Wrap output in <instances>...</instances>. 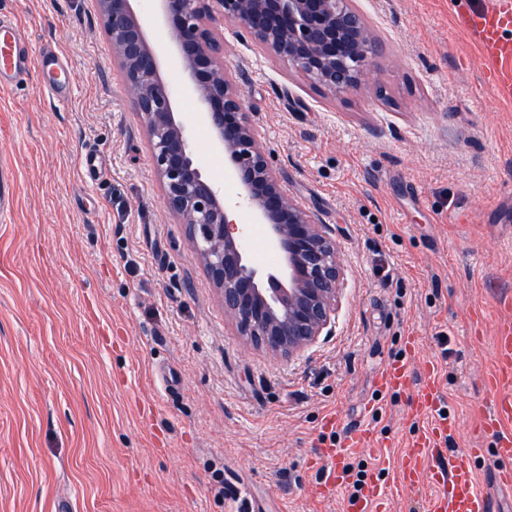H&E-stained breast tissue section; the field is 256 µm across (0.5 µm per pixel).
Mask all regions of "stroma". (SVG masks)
<instances>
[{
	"instance_id": "1",
	"label": "stroma",
	"mask_w": 512,
	"mask_h": 512,
	"mask_svg": "<svg viewBox=\"0 0 512 512\" xmlns=\"http://www.w3.org/2000/svg\"><path fill=\"white\" fill-rule=\"evenodd\" d=\"M377 42L340 97L228 23L217 36L270 163L329 225L344 284L333 333L301 356L247 347L166 206L147 132L95 0H0L32 48L75 73L0 89V512H348L319 493L318 448L368 429L345 461L375 477L420 418L376 375L438 363L457 430L484 448L485 377L512 296V102L487 86L448 0H353ZM194 158L224 177L194 100ZM413 336L416 347L405 339Z\"/></svg>"
}]
</instances>
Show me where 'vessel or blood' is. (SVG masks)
<instances>
[{
    "label": "vessel or blood",
    "mask_w": 512,
    "mask_h": 512,
    "mask_svg": "<svg viewBox=\"0 0 512 512\" xmlns=\"http://www.w3.org/2000/svg\"><path fill=\"white\" fill-rule=\"evenodd\" d=\"M462 27L475 33L489 63L488 85L502 99L512 100V44L502 40L501 29L512 25V8L499 5L481 15H460ZM38 75L44 90L53 99H69L74 92V76L65 58L54 48L33 49L23 31L12 21L0 19V86L9 87ZM377 384L383 389L407 392L415 415L427 417V425L402 449L393 468V481L409 489L421 482L434 488L426 512H495V503L482 487L475 470L479 449L451 452L447 439L453 420L440 414L444 394L434 367L414 374L405 363H386ZM493 394L492 408L484 417L481 431L491 438V456L496 463L494 482L512 486V317L501 319L494 336L493 367L485 379ZM368 441L363 429L346 432L342 447L321 449L320 485L331 490L350 481L344 467L346 449L359 448ZM386 489L368 483L357 505L358 512H382Z\"/></svg>",
    "instance_id": "vessel-or-blood-1"
}]
</instances>
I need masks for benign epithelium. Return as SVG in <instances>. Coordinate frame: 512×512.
<instances>
[{
	"instance_id": "1",
	"label": "benign epithelium",
	"mask_w": 512,
	"mask_h": 512,
	"mask_svg": "<svg viewBox=\"0 0 512 512\" xmlns=\"http://www.w3.org/2000/svg\"><path fill=\"white\" fill-rule=\"evenodd\" d=\"M134 0H97L105 32L141 115L168 208L185 225L224 304V313L256 349L291 360L332 330L344 283L336 239L313 213L288 196L268 161L236 83L218 61L217 27L229 21L253 41L334 96L359 89L377 53L376 41L352 0H155L171 40L183 86L161 73V55L145 32ZM179 96L195 100L211 147L229 162L237 204L263 226L282 257L281 275L249 263L245 238L229 229L224 191L203 175L190 146Z\"/></svg>"
}]
</instances>
